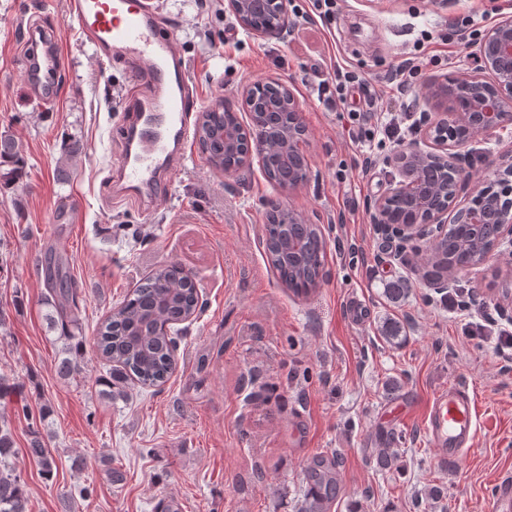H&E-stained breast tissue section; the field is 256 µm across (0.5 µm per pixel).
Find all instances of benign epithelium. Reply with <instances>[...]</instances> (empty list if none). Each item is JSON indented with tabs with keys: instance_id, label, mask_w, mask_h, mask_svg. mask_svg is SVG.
<instances>
[{
	"instance_id": "obj_1",
	"label": "benign epithelium",
	"mask_w": 512,
	"mask_h": 512,
	"mask_svg": "<svg viewBox=\"0 0 512 512\" xmlns=\"http://www.w3.org/2000/svg\"><path fill=\"white\" fill-rule=\"evenodd\" d=\"M272 16V23L258 34L282 39L290 27L287 0H228V8L245 28H251L250 18L255 8ZM473 70L459 75L455 85L435 82L429 88L430 99L436 107L435 115L424 114L425 138L435 143L436 149L427 150L413 143L394 154L399 180L390 184L373 205V229L387 237L399 239L443 237L450 224L498 225L495 246L501 254L512 257V154L493 161L497 179L481 182L471 191L468 201L459 203V192L466 172L457 148L464 141L457 139L455 130L470 133L482 130L506 131L512 128V15L501 18L475 44ZM278 99L283 111L290 115L295 129L288 132V145L298 144L306 137L300 120L301 106L288 85L278 79L264 81ZM267 126L262 118L252 121L247 128L248 152L242 156L243 164L250 163L253 155H261ZM429 166H443L454 173L448 187V197L440 205H432L418 194V177ZM413 197L419 208L426 212L422 224H394L390 212L398 197Z\"/></svg>"
}]
</instances>
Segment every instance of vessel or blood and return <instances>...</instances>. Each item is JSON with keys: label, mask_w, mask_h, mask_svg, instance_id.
<instances>
[{"label": "vessel or blood", "mask_w": 512, "mask_h": 512, "mask_svg": "<svg viewBox=\"0 0 512 512\" xmlns=\"http://www.w3.org/2000/svg\"><path fill=\"white\" fill-rule=\"evenodd\" d=\"M82 39L100 61L120 55L134 69L124 110L132 117L117 166L128 188L164 197L168 181L158 168L176 147L187 142L193 93L184 61L163 29L155 0H67ZM62 50L56 34L31 28L24 41L21 67L27 89L52 103L60 94ZM475 403L462 389L434 396L427 413V431L440 466L460 460L476 440Z\"/></svg>", "instance_id": "b4317fda"}]
</instances>
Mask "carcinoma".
I'll list each match as a JSON object with an SVG mask.
<instances>
[{
  "label": "carcinoma",
  "mask_w": 512,
  "mask_h": 512,
  "mask_svg": "<svg viewBox=\"0 0 512 512\" xmlns=\"http://www.w3.org/2000/svg\"><path fill=\"white\" fill-rule=\"evenodd\" d=\"M242 131L237 113L226 107L218 112L202 114L201 129L207 144L211 163L229 170L239 166L240 158L224 153L221 135L226 129ZM288 132V116L268 129L267 149L262 156V169L266 177L278 186L288 187V166L296 167L293 180L298 181L305 171L298 167L300 156L288 153L283 146ZM8 159L23 164L22 154L14 139L0 135V160ZM425 219L408 202L401 200L393 208L395 224H412ZM492 240L480 224H456L448 235L437 241L424 254V266L430 279H439L454 267L463 254L481 256L489 251ZM267 256L279 279L297 294H307L317 286L321 273L326 242L315 224H307L297 233L289 223L288 212L272 215L265 225ZM47 304L53 309L50 322L60 324L64 335H71L77 327V286L60 264L49 270L47 277ZM199 307V294L190 275L178 264H165L155 268L100 324L95 346L100 357L113 367V373L103 379L113 390L114 397L124 396L128 385L142 388L158 387L165 383L176 368L174 352L180 324L195 315ZM25 453L37 460L45 472L53 467V457L41 440L37 423H32L29 448ZM17 449L7 421L0 419V512H26L27 499L20 473L13 459ZM308 479L316 490L310 512H321L323 506L336 498L335 466L322 461L309 471Z\"/></svg>",
  "instance_id": "1"
}]
</instances>
